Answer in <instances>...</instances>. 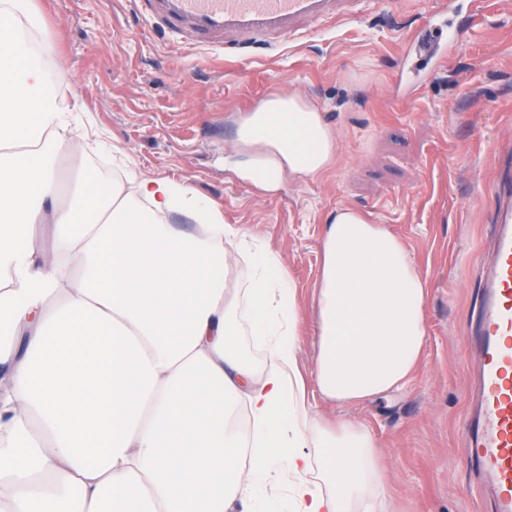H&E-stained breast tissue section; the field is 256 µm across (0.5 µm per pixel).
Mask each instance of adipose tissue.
Returning a JSON list of instances; mask_svg holds the SVG:
<instances>
[{
    "label": "adipose tissue",
    "instance_id": "ef3b65f1",
    "mask_svg": "<svg viewBox=\"0 0 512 512\" xmlns=\"http://www.w3.org/2000/svg\"><path fill=\"white\" fill-rule=\"evenodd\" d=\"M41 25L32 0H0V512H227L238 494L259 496L282 460L294 512L385 506L368 428L328 429L313 411L296 363V293L276 256L250 255V333L271 342L258 380L237 345L227 264L237 234L219 210L167 178L128 195L88 172L58 206L52 151L83 113ZM240 138L277 153L251 170L264 188L285 172L322 177L337 151L319 108L292 92L253 108ZM185 207L199 220L190 234L165 220ZM48 221L49 260L33 240ZM321 257L319 393L345 404L404 387L424 347L427 292L406 245L341 206ZM315 468L332 491L311 480Z\"/></svg>",
    "mask_w": 512,
    "mask_h": 512
}]
</instances>
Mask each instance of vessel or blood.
<instances>
[{"label":"vessel or blood","instance_id":"obj_1","mask_svg":"<svg viewBox=\"0 0 512 512\" xmlns=\"http://www.w3.org/2000/svg\"><path fill=\"white\" fill-rule=\"evenodd\" d=\"M135 13L163 33L243 45L298 36L307 26L358 14L362 0H133ZM492 255L481 267L482 295L465 336L479 356V410L465 424L462 454L492 504L512 512V146L496 158Z\"/></svg>","mask_w":512,"mask_h":512}]
</instances>
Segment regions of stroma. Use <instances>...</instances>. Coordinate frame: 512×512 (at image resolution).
Segmentation results:
<instances>
[{
    "label": "stroma",
    "instance_id": "35a3bbf8",
    "mask_svg": "<svg viewBox=\"0 0 512 512\" xmlns=\"http://www.w3.org/2000/svg\"><path fill=\"white\" fill-rule=\"evenodd\" d=\"M461 44L422 86L396 95L408 42L439 0H379L361 15L313 24L295 38L214 46L191 31L169 37L132 0H35L42 30L85 111L66 131L59 173L90 169L184 184L249 244L275 254L296 290L298 365L315 389L324 224L336 207L370 213L407 246L427 283L425 343L400 390L362 403L314 400L327 423L367 424L381 451L389 512H490L461 454L472 402L464 333L492 249L488 186L499 145L512 141V0H449ZM297 93L337 135L316 181L289 175L270 189L247 170L238 141L262 99Z\"/></svg>",
    "mask_w": 512,
    "mask_h": 512
}]
</instances>
